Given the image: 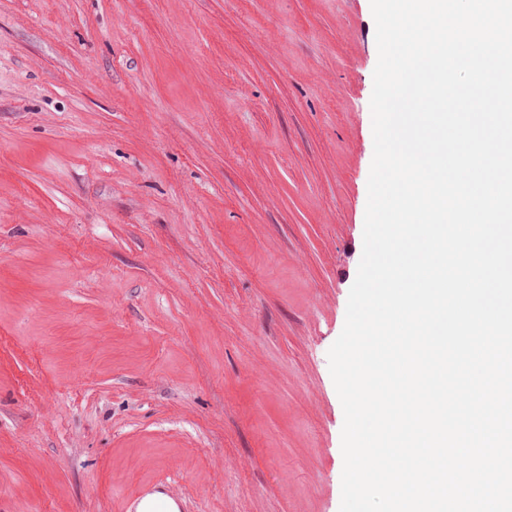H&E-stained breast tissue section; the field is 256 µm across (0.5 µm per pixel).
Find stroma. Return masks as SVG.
Segmentation results:
<instances>
[{
	"label": "stroma",
	"mask_w": 512,
	"mask_h": 512,
	"mask_svg": "<svg viewBox=\"0 0 512 512\" xmlns=\"http://www.w3.org/2000/svg\"><path fill=\"white\" fill-rule=\"evenodd\" d=\"M370 0H0V512H340ZM123 512H184V508L181 498L171 492L166 480L141 488L126 501Z\"/></svg>",
	"instance_id": "obj_1"
}]
</instances>
